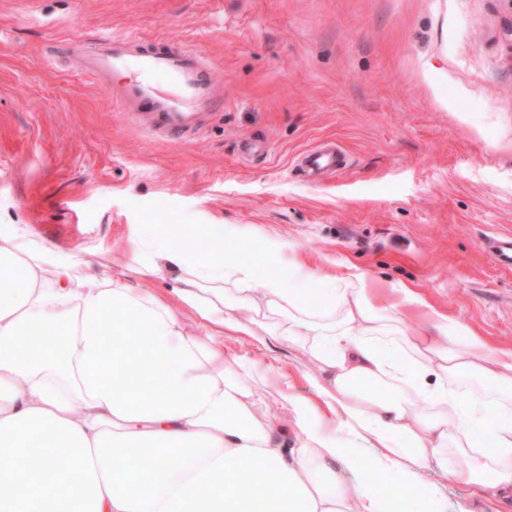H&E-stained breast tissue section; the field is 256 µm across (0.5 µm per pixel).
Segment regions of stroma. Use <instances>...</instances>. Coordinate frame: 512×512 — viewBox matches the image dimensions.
<instances>
[{
	"label": "stroma",
	"mask_w": 512,
	"mask_h": 512,
	"mask_svg": "<svg viewBox=\"0 0 512 512\" xmlns=\"http://www.w3.org/2000/svg\"><path fill=\"white\" fill-rule=\"evenodd\" d=\"M134 31L195 48L219 105L187 141L133 123L70 41ZM333 142L336 172L304 156ZM112 255L113 274L173 305L181 273L148 280L141 242L267 266L272 244L316 276L355 265L387 304L410 283L434 308L512 347V0H0V226ZM224 352L309 392L307 355L224 336ZM444 512L470 502L426 476ZM473 512L483 506L470 502ZM487 253L493 263L503 269H512V236L500 235L489 241Z\"/></svg>",
	"instance_id": "35a3bbf8"
}]
</instances>
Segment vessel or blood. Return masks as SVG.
Here are the masks:
<instances>
[{
	"label": "vessel or blood",
	"instance_id": "vessel-or-blood-1",
	"mask_svg": "<svg viewBox=\"0 0 512 512\" xmlns=\"http://www.w3.org/2000/svg\"><path fill=\"white\" fill-rule=\"evenodd\" d=\"M73 49L94 76L131 73V81L120 88V101L138 125L168 139L195 133L204 110L217 100L207 62L182 43L158 47L135 33H104L91 42L74 43ZM487 253L495 265L511 270L512 236L490 240Z\"/></svg>",
	"mask_w": 512,
	"mask_h": 512
}]
</instances>
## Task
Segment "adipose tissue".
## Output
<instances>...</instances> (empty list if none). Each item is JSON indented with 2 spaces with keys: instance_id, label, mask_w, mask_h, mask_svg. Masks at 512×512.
<instances>
[{
  "instance_id": "ef3b65f1",
  "label": "adipose tissue",
  "mask_w": 512,
  "mask_h": 512,
  "mask_svg": "<svg viewBox=\"0 0 512 512\" xmlns=\"http://www.w3.org/2000/svg\"><path fill=\"white\" fill-rule=\"evenodd\" d=\"M172 266L185 273L178 307L212 334H185L178 308L126 286L107 255L62 248L26 224L0 231V457L13 462L0 469V512H262L270 495L278 512H438L434 498L418 506L406 493L428 473L451 476L491 512L512 499V349L401 283L396 293L428 324L406 335L358 272L321 279L292 264L260 280L175 231L150 240L140 272L153 280ZM36 325L56 328L64 353L36 349ZM228 332L299 347L315 364L311 395L282 393L294 447L259 413L267 381L253 362L225 357ZM461 379L479 381L484 397L462 395ZM480 421L476 448L466 435ZM375 474L395 494L381 496Z\"/></svg>"
}]
</instances>
